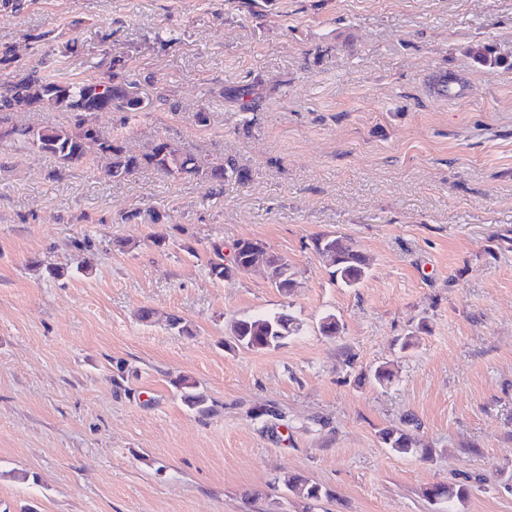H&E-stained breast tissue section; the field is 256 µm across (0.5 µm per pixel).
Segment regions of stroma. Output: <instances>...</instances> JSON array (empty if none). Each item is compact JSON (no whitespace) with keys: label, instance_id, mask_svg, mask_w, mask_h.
<instances>
[{"label":"stroma","instance_id":"stroma-1","mask_svg":"<svg viewBox=\"0 0 512 512\" xmlns=\"http://www.w3.org/2000/svg\"><path fill=\"white\" fill-rule=\"evenodd\" d=\"M7 47L0 83L50 48L74 80L122 59L143 110L100 130L248 178L114 182L0 141V512H512V0H0ZM321 233L370 257L357 287ZM240 239L288 258L293 295L210 274ZM279 310L301 335L235 345L234 321ZM407 416L429 458L382 443ZM293 474L325 498L289 495ZM448 483L464 499L424 497Z\"/></svg>","mask_w":512,"mask_h":512}]
</instances>
